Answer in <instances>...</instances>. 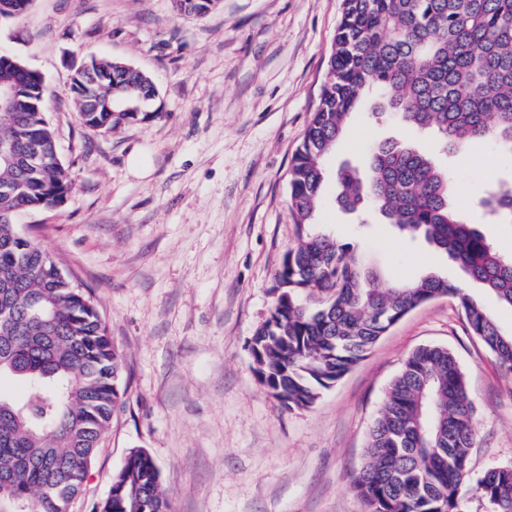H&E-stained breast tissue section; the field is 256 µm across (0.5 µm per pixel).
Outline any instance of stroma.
I'll use <instances>...</instances> for the list:
<instances>
[{
  "instance_id": "1",
  "label": "stroma",
  "mask_w": 512,
  "mask_h": 512,
  "mask_svg": "<svg viewBox=\"0 0 512 512\" xmlns=\"http://www.w3.org/2000/svg\"><path fill=\"white\" fill-rule=\"evenodd\" d=\"M343 0H220L209 14L174 0H33L0 23V51L44 79L47 115L72 189L18 231L91 292L121 360V404L71 512L109 496L128 452L155 461L172 512H366L352 480L391 380L418 347L452 351L476 406L473 478L512 465V374L471 335L457 299L413 309L314 405L286 409L253 370L250 340L276 298L275 274L298 241L288 208L291 158L318 101ZM122 59L152 76L160 118L86 130L70 94L72 61ZM371 102L353 114L329 173L364 167L405 140L433 152L470 203L469 222L506 255L512 221L478 210L489 180L512 181V155L484 140L440 151ZM141 150L150 172L128 167ZM328 187L317 229L353 243L384 283L433 271L501 307L446 255L379 216L358 223Z\"/></svg>"
}]
</instances>
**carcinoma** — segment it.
I'll return each instance as SVG.
<instances>
[{
    "instance_id": "carcinoma-1",
    "label": "carcinoma",
    "mask_w": 512,
    "mask_h": 512,
    "mask_svg": "<svg viewBox=\"0 0 512 512\" xmlns=\"http://www.w3.org/2000/svg\"><path fill=\"white\" fill-rule=\"evenodd\" d=\"M218 2L175 7L201 17ZM91 62L101 78H71L85 79L73 102L86 129L107 133L153 116L149 76L120 60ZM0 83L22 86L34 102L0 112V144L19 141L25 153L0 158V378L26 383L20 399L0 394V512L17 503L26 512H66L120 400V359L91 294L18 236L19 214L52 208L72 185L46 117L44 80L1 63ZM373 93L377 121L394 115L455 150L492 138L512 155V0H343L327 78L292 159L288 206L298 243L276 273V301L250 345L258 379L290 410L313 405L406 314L448 294L459 299L471 334L512 370V336L470 295L435 273L381 288L353 244L315 230L324 160ZM337 184L341 210L378 211L512 310V257L462 218L452 180L431 155L388 141L372 149L366 172L341 168ZM480 205L512 221V184L490 185ZM473 417L455 355L439 345L414 350L388 386L352 482L369 512H465ZM476 491L488 512H512V465L487 470ZM99 512H170L144 450L129 452Z\"/></svg>"
}]
</instances>
